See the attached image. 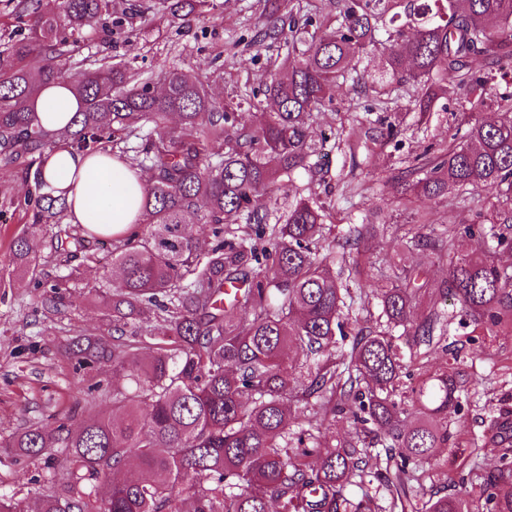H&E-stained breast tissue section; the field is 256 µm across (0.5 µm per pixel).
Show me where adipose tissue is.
<instances>
[{"mask_svg": "<svg viewBox=\"0 0 512 512\" xmlns=\"http://www.w3.org/2000/svg\"><path fill=\"white\" fill-rule=\"evenodd\" d=\"M76 108V98L64 85L46 86L33 103L38 123L53 130L66 128ZM43 171L48 192L67 194L69 223L116 235L142 219L146 178L111 154L75 153L61 143L45 153Z\"/></svg>", "mask_w": 512, "mask_h": 512, "instance_id": "adipose-tissue-1", "label": "adipose tissue"}]
</instances>
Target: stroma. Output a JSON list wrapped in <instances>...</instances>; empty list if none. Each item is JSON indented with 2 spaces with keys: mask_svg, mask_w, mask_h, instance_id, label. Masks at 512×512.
Segmentation results:
<instances>
[{
  "mask_svg": "<svg viewBox=\"0 0 512 512\" xmlns=\"http://www.w3.org/2000/svg\"><path fill=\"white\" fill-rule=\"evenodd\" d=\"M130 0H113L115 16L121 17L124 31L106 35L94 31L85 38V54L133 62L142 78L155 80L160 70L178 66L207 84L216 98L234 99L238 91L269 81L274 65L268 53L243 47L259 24L265 5L272 0H219L218 10L183 24L167 15L142 17L129 13ZM241 48L234 67H224L218 54L233 42ZM381 67L379 52L364 58L360 84H343L334 92L332 112L315 117L313 135L331 130L336 148L318 157V171L300 172L287 195L279 196V210H286L295 194L316 193L331 203L332 222L337 230L360 222L371 209L382 208L380 225L368 243L371 262L366 272L373 281L387 280L395 264L411 262L402 254L397 228L416 223L412 210L396 198L390 178L401 162L413 161L427 145L445 147L448 132L455 125L457 104L434 112L425 125H416L412 114L387 113L399 134L394 139L366 136L368 127L364 105L375 98L372 77ZM29 187L17 167L0 164V494L16 495L34 504L35 493L44 475L43 464L15 457L9 444L25 422L37 421L56 427L64 415L73 425L86 418L73 410L69 393L70 364L63 349L75 336L107 334V321L98 305L85 301L93 288H105L101 277L110 261L109 246L91 239L83 225L66 218H35L28 206ZM34 231L40 266L36 275L16 270L12 263L13 241ZM64 281L66 305L50 308L45 298L48 287ZM438 305L448 314V342L461 359L453 361L440 351L424 364H410L412 376L422 371L463 374L479 377L483 383L468 390L460 406L448 410V430L456 445L478 449L485 469H493L497 454L482 440H494L488 425L500 412L512 413V331L475 336L459 323V307L454 300L442 299Z\"/></svg>",
  "mask_w": 512,
  "mask_h": 512,
  "instance_id": "1",
  "label": "stroma"
}]
</instances>
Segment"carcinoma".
<instances>
[{"mask_svg":"<svg viewBox=\"0 0 512 512\" xmlns=\"http://www.w3.org/2000/svg\"><path fill=\"white\" fill-rule=\"evenodd\" d=\"M214 7V0L150 5L183 24ZM14 15L28 35L0 47V160L44 185L42 155L55 141L31 103L44 87L68 83L80 101L65 132L70 146L95 152L106 140L121 143L112 155L135 152L130 167L151 175L143 220L112 253L117 279L85 297L102 304L112 338L77 336L64 351L79 372L112 362L130 387H112V410L101 414L93 396L100 383L78 384L74 407L88 420L52 431L30 421L13 437L21 456L45 459L37 512H382L366 491L345 494L369 476L393 510L512 512L506 438L494 468L457 473L443 494L424 489L434 450L448 448V406L459 404L462 383L446 373L406 382L405 358H429L448 332L434 304L424 321L412 320L428 288L423 271L369 284L387 327L403 328L400 335L359 329L338 351L354 296L331 272L333 252L311 248L328 230L329 204L300 196L280 215L262 199L310 170L320 149L312 112L333 102L338 85L359 82L362 56L382 47L379 97L367 112L405 109L422 122L443 99L458 104L468 126L465 141L452 133L446 153L425 151L394 176L401 203L418 215L401 247L448 267L444 293L472 332L512 330V270L490 251L493 240L512 249V237L495 232L512 224V0H340L336 19L317 18L313 0H284L251 37L276 52L278 66L234 106L178 67L165 71L156 92L128 62L81 56L86 31L112 33V0H62L57 13L43 0H18ZM478 55L487 60L482 70L470 65ZM244 104L256 110L251 127L239 120ZM484 111L497 119L477 117ZM481 186L498 188L500 201L462 219L470 250L457 251L454 228L434 238L423 232L428 213L419 202L450 189L464 201ZM38 205L60 216L66 195H42ZM191 224L210 226L207 251L188 233ZM373 224H351L339 237L357 253L349 279L362 274ZM14 258L35 270L29 235L15 241ZM291 399L309 404L321 423L352 417L361 445L290 431ZM411 408L422 416L414 426ZM380 432L383 465L371 473L367 458Z\"/></svg>","mask_w":512,"mask_h":512,"instance_id":"cac0c4a2","label":"carcinoma"}]
</instances>
